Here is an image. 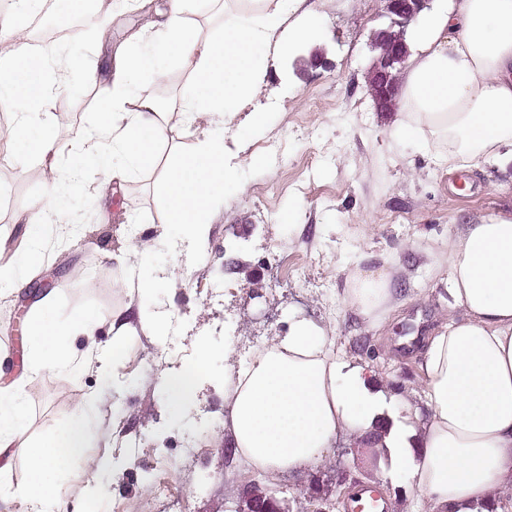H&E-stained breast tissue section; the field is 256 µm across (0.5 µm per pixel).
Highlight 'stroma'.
I'll list each match as a JSON object with an SVG mask.
<instances>
[{
  "label": "stroma",
  "mask_w": 512,
  "mask_h": 512,
  "mask_svg": "<svg viewBox=\"0 0 512 512\" xmlns=\"http://www.w3.org/2000/svg\"><path fill=\"white\" fill-rule=\"evenodd\" d=\"M305 6L324 22L316 42L278 55L260 94L233 124L222 126L215 113L196 121L200 131L235 136L253 111L267 114L244 143L260 164L243 168L244 190L212 211L204 246L163 223L159 169L108 183L81 167L101 95L100 84L88 80L103 59L94 33L62 41L74 63L69 88L49 98L30 127L31 135H54V166L42 168L21 149L0 158V253L11 256L13 238L23 247L36 235L44 246L42 268L17 272L19 287L0 293V383L26 378L31 442L63 432L84 395L102 397L84 456L71 458L58 477L61 512H82L85 459L102 455L115 466L99 476L105 492L98 512H233L253 479L305 512L313 476L332 475L338 464L362 481L404 486L376 462V449L351 454L350 438L340 439L325 462L290 475L258 478L221 457L225 376L286 334L296 314L329 326L334 350L375 370L390 393L423 403L422 340L448 318V238L464 217L512 206L511 169L449 172L444 160L398 134L396 113L375 110L365 74L382 0ZM51 188L60 210L41 226L23 223L22 214ZM133 237L145 249H128ZM119 252L120 268L110 260ZM358 266L391 273L396 305L381 322L343 303ZM142 276L157 280V288L144 294L131 287ZM214 288L222 298H212ZM48 296L57 320L92 309L129 322L131 334L109 372L89 364L28 377L23 323ZM186 363L198 366L199 377L193 393L174 405L163 379ZM130 436L138 452L123 449Z\"/></svg>",
  "instance_id": "35a3bbf8"
}]
</instances>
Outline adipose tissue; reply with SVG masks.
Instances as JSON below:
<instances>
[{"label":"adipose tissue","mask_w":512,"mask_h":512,"mask_svg":"<svg viewBox=\"0 0 512 512\" xmlns=\"http://www.w3.org/2000/svg\"><path fill=\"white\" fill-rule=\"evenodd\" d=\"M303 2L224 0L222 28L205 37L191 18L192 0H167L149 24L152 52L118 49L113 66L90 75L95 82L109 75L112 93L100 103L87 162L115 181L164 162V221L204 243L210 212L242 190L239 170L258 160L220 133L161 160L170 123L192 126L202 112L233 122L263 85L276 52L322 33L321 19ZM24 16L20 9L0 15V34L16 47L0 61V106L18 117L10 142L49 162L53 139L31 137L29 126L44 102L65 90L71 65L60 63L49 77L57 51L30 47ZM283 27L284 41L275 37ZM412 41L418 52L401 80L399 134L444 156L452 172L480 162L512 165V0H441ZM169 56L190 76L178 101L163 107L150 96L130 97L140 72L164 77ZM447 247L453 302L447 323L426 342L424 417L399 419L402 398L386 396L373 369L334 354L328 326L295 315L286 335L257 348L224 383L226 445L237 463L292 474L323 461L342 436L374 431L392 476L410 484L426 512H503L501 496L512 489V211L465 224ZM393 302L388 273L354 269L344 298L349 309L378 319ZM52 305L44 298L27 325L35 373L75 367L70 336L91 334L99 321L92 312L50 319ZM25 386L20 379L0 388V454L23 456L35 477L18 491L29 512H55L60 488L49 475L61 459L82 454L100 398L82 399L59 437L32 443L24 438Z\"/></svg>","instance_id":"1"}]
</instances>
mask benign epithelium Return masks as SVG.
<instances>
[{
    "mask_svg": "<svg viewBox=\"0 0 512 512\" xmlns=\"http://www.w3.org/2000/svg\"><path fill=\"white\" fill-rule=\"evenodd\" d=\"M384 23L372 34L377 54L366 73L376 107L389 112L396 106L398 88L394 72L405 67L408 58L407 35L430 9L432 0H383ZM243 506L234 512H292L286 500L276 492H260L255 483L246 484L241 491Z\"/></svg>",
    "mask_w": 512,
    "mask_h": 512,
    "instance_id": "obj_1",
    "label": "benign epithelium"
}]
</instances>
